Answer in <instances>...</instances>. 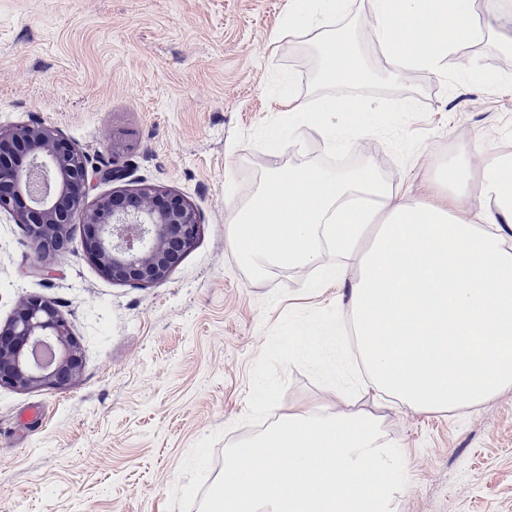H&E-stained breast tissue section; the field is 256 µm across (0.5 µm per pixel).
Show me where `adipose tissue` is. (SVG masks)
I'll list each match as a JSON object with an SVG mask.
<instances>
[{"label":"adipose tissue","mask_w":512,"mask_h":512,"mask_svg":"<svg viewBox=\"0 0 512 512\" xmlns=\"http://www.w3.org/2000/svg\"><path fill=\"white\" fill-rule=\"evenodd\" d=\"M346 0H288L317 44L332 106L289 96L294 113L350 107L372 75L330 28ZM501 0H370L395 80L441 74L478 29L512 23ZM438 179L450 203L400 195L374 163L343 175L267 169L237 207L230 236L255 272L335 255L324 282L345 290L364 382L418 413L465 410L512 390V155L452 158ZM404 454L347 391L332 407H296L224 451V487L206 512H395Z\"/></svg>","instance_id":"ef3b65f1"}]
</instances>
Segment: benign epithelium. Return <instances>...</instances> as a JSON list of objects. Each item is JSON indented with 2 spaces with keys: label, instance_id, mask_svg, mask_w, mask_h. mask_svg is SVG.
I'll use <instances>...</instances> for the list:
<instances>
[{
  "label": "benign epithelium",
  "instance_id": "1",
  "mask_svg": "<svg viewBox=\"0 0 512 512\" xmlns=\"http://www.w3.org/2000/svg\"><path fill=\"white\" fill-rule=\"evenodd\" d=\"M90 187L88 159L42 126L0 129V210L15 213L35 251L66 244ZM85 249L115 283L150 286L166 279L199 235V216L180 195L143 186L98 196L86 217ZM82 353L50 301L26 298L0 330V386L65 388L79 375Z\"/></svg>",
  "mask_w": 512,
  "mask_h": 512
}]
</instances>
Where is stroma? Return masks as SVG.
Returning a JSON list of instances; mask_svg holds the SVG:
<instances>
[{"mask_svg": "<svg viewBox=\"0 0 512 512\" xmlns=\"http://www.w3.org/2000/svg\"><path fill=\"white\" fill-rule=\"evenodd\" d=\"M307 28L286 0H0V127L45 126L83 151L88 200L151 184L200 219L168 277L140 287L102 274L82 219L43 259L0 210V327L41 296L83 353L68 387L0 386V512H201L225 448L340 386L405 450L396 512H512L511 390L430 414L364 391L352 352L328 338L346 326L340 289L318 285L331 256L257 276L229 236L273 163L373 160L393 188L429 201L442 191L425 180L450 156L512 153V52L485 33L441 75L357 90L331 151L318 122L275 104L285 90L315 95ZM115 165L127 177L104 179Z\"/></svg>", "mask_w": 512, "mask_h": 512, "instance_id": "35a3bbf8", "label": "stroma"}]
</instances>
